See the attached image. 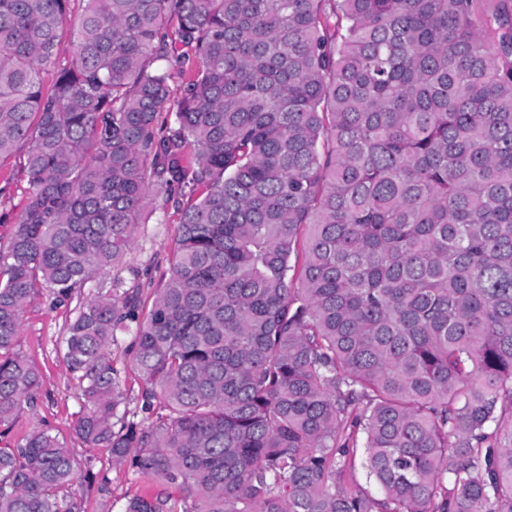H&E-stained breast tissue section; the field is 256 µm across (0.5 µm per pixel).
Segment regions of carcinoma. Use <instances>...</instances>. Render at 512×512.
I'll return each mask as SVG.
<instances>
[{"instance_id":"carcinoma-1","label":"carcinoma","mask_w":512,"mask_h":512,"mask_svg":"<svg viewBox=\"0 0 512 512\" xmlns=\"http://www.w3.org/2000/svg\"><path fill=\"white\" fill-rule=\"evenodd\" d=\"M71 2L0 0V158L29 185L0 424L40 386L36 288H87L76 432L179 493L120 512H512V0ZM170 204L148 294L123 258ZM359 450L381 500L344 485ZM74 470L48 430L0 447V512H76ZM134 339V328L130 333L121 337L120 346L114 352V357L117 360V367L121 368L122 376L125 380V387L128 391L129 409L131 411L138 410L140 406V399H138L139 384L138 374L134 368L132 355L129 352L130 346Z\"/></svg>"}]
</instances>
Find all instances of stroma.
Returning <instances> with one entry per match:
<instances>
[{"label":"stroma","mask_w":512,"mask_h":512,"mask_svg":"<svg viewBox=\"0 0 512 512\" xmlns=\"http://www.w3.org/2000/svg\"><path fill=\"white\" fill-rule=\"evenodd\" d=\"M23 155L0 164V215L9 213V221L0 219V243H7L12 220L27 202L28 183L22 169ZM147 235L138 239L125 259L152 269L161 278L169 268L175 248L176 221L172 211L150 212ZM70 312L67 306L55 304L45 290H37L35 298L22 315L17 349L33 362L41 383L32 406L24 408L9 424L0 425V447L13 445L27 434L48 430L62 438L74 462L77 480L72 488L77 512H120L125 501L135 494L163 495L167 484L155 479H138L125 466L113 464L108 449L90 447L76 433L75 425L81 408L75 380L64 364L59 345L66 333Z\"/></svg>","instance_id":"obj_1"}]
</instances>
